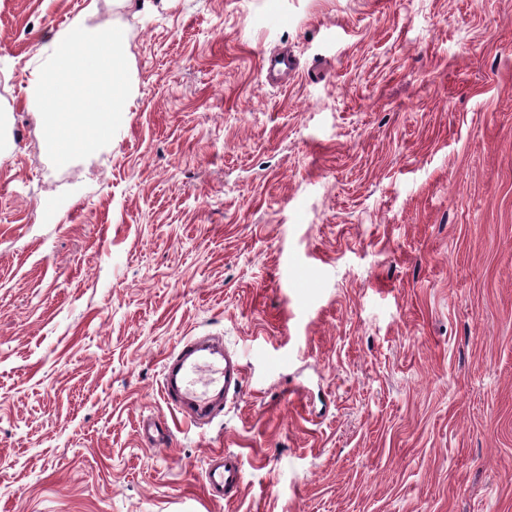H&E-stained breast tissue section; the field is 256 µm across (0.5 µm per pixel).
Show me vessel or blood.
Wrapping results in <instances>:
<instances>
[{
	"mask_svg": "<svg viewBox=\"0 0 512 512\" xmlns=\"http://www.w3.org/2000/svg\"><path fill=\"white\" fill-rule=\"evenodd\" d=\"M245 386L244 366L210 336L181 342L165 361L162 390L165 400L185 419L206 423L223 411L227 402L240 397ZM243 482L240 458L224 452L211 463L204 487L210 498L222 500L238 491Z\"/></svg>",
	"mask_w": 512,
	"mask_h": 512,
	"instance_id": "b4317fda",
	"label": "vessel or blood"
}]
</instances>
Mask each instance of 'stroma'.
<instances>
[{"label":"stroma","mask_w":512,"mask_h":512,"mask_svg":"<svg viewBox=\"0 0 512 512\" xmlns=\"http://www.w3.org/2000/svg\"><path fill=\"white\" fill-rule=\"evenodd\" d=\"M79 18L137 96L57 168ZM205 334L246 381L196 426ZM0 512H512V0H0ZM291 65L288 54L264 57L261 65V74L263 75L265 72V79L269 82H273L277 80L279 76L288 73V70L291 69ZM245 386L239 356L219 347L211 336L190 337L165 361L162 390L165 400L185 419L206 423L240 397ZM222 460L215 461L205 475L204 487L210 498L219 501L230 498L243 483V468L240 458L233 452L220 454Z\"/></svg>","instance_id":"stroma-1"}]
</instances>
